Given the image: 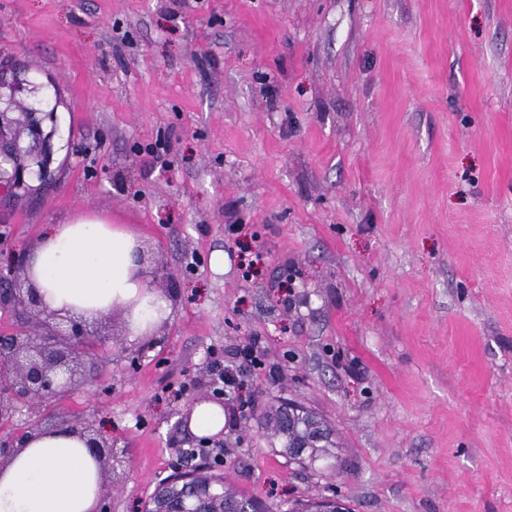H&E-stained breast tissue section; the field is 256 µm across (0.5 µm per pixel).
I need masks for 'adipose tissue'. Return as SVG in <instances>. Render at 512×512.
Masks as SVG:
<instances>
[{
	"label": "adipose tissue",
	"instance_id": "obj_1",
	"mask_svg": "<svg viewBox=\"0 0 512 512\" xmlns=\"http://www.w3.org/2000/svg\"><path fill=\"white\" fill-rule=\"evenodd\" d=\"M139 249L129 229L81 213L49 225L28 256L25 278L63 315L90 319L125 309L137 336L172 313L151 290ZM102 491L99 464L75 433L38 432L0 464V512H96Z\"/></svg>",
	"mask_w": 512,
	"mask_h": 512
}]
</instances>
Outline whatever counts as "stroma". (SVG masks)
<instances>
[{"label": "stroma", "instance_id": "1", "mask_svg": "<svg viewBox=\"0 0 512 512\" xmlns=\"http://www.w3.org/2000/svg\"><path fill=\"white\" fill-rule=\"evenodd\" d=\"M12 65L57 133L52 180L0 193V273L98 212L177 295L143 358L98 316L50 411L112 443L100 512H144L196 381L254 339L280 371L224 402L235 490L512 512V0H0ZM288 400L335 427L334 472L268 434Z\"/></svg>", "mask_w": 512, "mask_h": 512}]
</instances>
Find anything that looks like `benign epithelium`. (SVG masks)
<instances>
[{
  "mask_svg": "<svg viewBox=\"0 0 512 512\" xmlns=\"http://www.w3.org/2000/svg\"><path fill=\"white\" fill-rule=\"evenodd\" d=\"M21 121L8 112L0 113V157L26 153L31 163L44 160L32 170L23 165L0 169V182L9 188H30V181L50 172V155L54 153V131L46 132L39 113H24ZM32 313L41 316L42 331L33 336L20 331L0 334V424L10 423L25 407L30 415L26 426L0 451L23 447L26 440L43 428V412L56 406L73 388L80 347L89 336L86 321L62 316L50 310L32 288H24L17 279L0 276V310ZM59 429L77 433L86 439L89 452L104 464L105 449L112 443L94 436V428L82 422L66 423Z\"/></svg>",
  "mask_w": 512,
  "mask_h": 512,
  "instance_id": "obj_1",
  "label": "benign epithelium"
}]
</instances>
